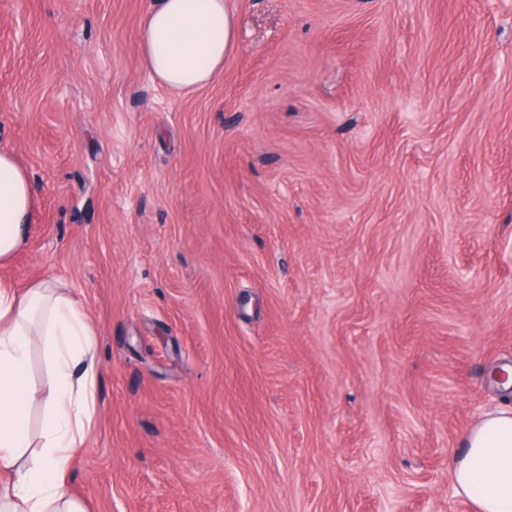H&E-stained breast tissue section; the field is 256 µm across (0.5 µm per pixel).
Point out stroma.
<instances>
[{
  "label": "stroma",
  "mask_w": 512,
  "mask_h": 512,
  "mask_svg": "<svg viewBox=\"0 0 512 512\" xmlns=\"http://www.w3.org/2000/svg\"><path fill=\"white\" fill-rule=\"evenodd\" d=\"M177 96L151 0H0V149L36 219L0 283L100 332L87 512H475L512 404V0H229ZM138 41L142 64L161 85L191 92L223 74L224 59L236 46V18L229 0H154ZM449 479L479 512H512V407L484 414L468 432Z\"/></svg>",
  "instance_id": "35a3bbf8"
}]
</instances>
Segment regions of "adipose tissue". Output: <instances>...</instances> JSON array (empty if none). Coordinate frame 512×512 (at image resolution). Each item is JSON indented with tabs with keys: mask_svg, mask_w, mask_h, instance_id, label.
<instances>
[{
	"mask_svg": "<svg viewBox=\"0 0 512 512\" xmlns=\"http://www.w3.org/2000/svg\"><path fill=\"white\" fill-rule=\"evenodd\" d=\"M141 61L177 93L203 88L224 72L235 48L229 0H154L138 34ZM35 214L28 172L0 150V264L27 242ZM97 325L64 289L42 281L18 290L0 284V512H85L67 494L96 409ZM52 380L39 430L30 427L32 354ZM39 446L35 456L27 450ZM449 479L478 512H512V407L484 414L468 432Z\"/></svg>",
	"mask_w": 512,
	"mask_h": 512,
	"instance_id": "obj_1",
	"label": "adipose tissue"
}]
</instances>
